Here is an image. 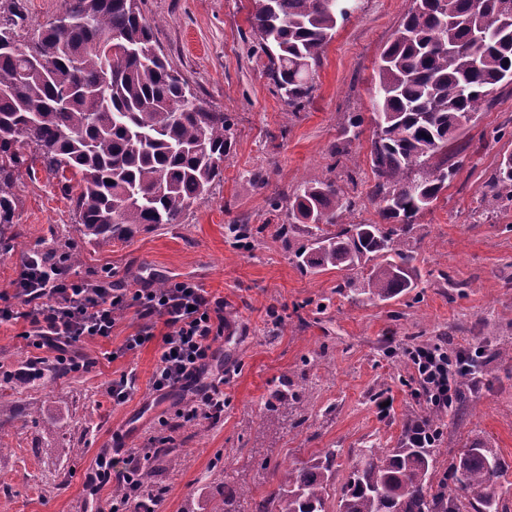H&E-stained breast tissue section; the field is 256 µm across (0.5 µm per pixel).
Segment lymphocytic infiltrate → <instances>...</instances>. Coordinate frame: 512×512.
<instances>
[{
    "instance_id": "lymphocytic-infiltrate-1",
    "label": "lymphocytic infiltrate",
    "mask_w": 512,
    "mask_h": 512,
    "mask_svg": "<svg viewBox=\"0 0 512 512\" xmlns=\"http://www.w3.org/2000/svg\"><path fill=\"white\" fill-rule=\"evenodd\" d=\"M23 303L28 306L24 312L19 309ZM132 306L145 323L126 337L123 351H135L156 337L155 319H162L166 328L159 336L161 352L150 377L152 391L163 397L190 392L191 407L178 411L186 422L206 420L212 410H223L224 375L211 373L210 367L216 358L213 343L224 333V301L191 281L131 292L114 287L107 275L94 281L73 279L63 258L33 252L22 262L12 295H0V323L28 318L35 348L49 350L57 364L75 371V345L87 338H110L118 316ZM470 355L469 349L451 352L438 344L409 349L416 396L431 407L448 409L455 374L468 368ZM152 455L149 448L126 450L119 469L110 454H99L90 479L132 485Z\"/></svg>"
}]
</instances>
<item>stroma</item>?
<instances>
[{
  "label": "stroma",
  "mask_w": 512,
  "mask_h": 512,
  "mask_svg": "<svg viewBox=\"0 0 512 512\" xmlns=\"http://www.w3.org/2000/svg\"><path fill=\"white\" fill-rule=\"evenodd\" d=\"M412 0H358L326 45L303 109L289 111L255 54L252 0H140L157 46L187 77L197 104L223 112L232 123L233 148L224 173L181 223L141 229L98 247L82 239L75 190L26 155L13 185L14 224L0 241V294L12 290L30 253H81L72 277L93 281L111 274L116 287L140 288L190 279L224 300L231 337L213 343L224 365V418L181 423L185 393L160 398L149 388L160 338L121 352L142 321L135 310L118 319L107 340L88 339L80 352L88 370L37 381L29 364L41 352L28 346L26 320L0 323V512H110L112 488L91 491L97 455L122 435L129 448L173 439L181 464L154 460L165 493L154 512H211L225 484L254 495L273 492L275 468L299 466L322 449L337 448L336 482L344 484L358 449L396 447L407 418L423 410L414 394L408 348L434 343L448 349L480 341L485 363L475 392L449 410L434 452V481L463 448L479 442L503 464L500 508L512 512V205L491 209L483 193L501 156L512 153V83L496 86L448 152L456 174L447 189L404 235L421 273L411 292L387 301H355L339 294L342 271L311 274L293 253L307 244L306 225L281 236L269 199L292 195L302 184L336 179L357 195L355 220L378 214L368 193L374 83L381 54ZM363 123L350 145L347 184L332 153L352 116ZM269 180L257 188L252 174ZM249 224L254 247L230 241L227 227ZM135 371L138 389L112 401L113 378ZM288 379L303 389V410L270 425L271 389ZM391 399L387 416L377 405Z\"/></svg>",
  "instance_id": "obj_1"
}]
</instances>
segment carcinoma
<instances>
[{"label":"carcinoma","mask_w":512,"mask_h":512,"mask_svg":"<svg viewBox=\"0 0 512 512\" xmlns=\"http://www.w3.org/2000/svg\"><path fill=\"white\" fill-rule=\"evenodd\" d=\"M39 40L20 39L11 6L0 15V241L13 224L11 185L32 146L44 167L72 172L79 231L97 246L130 238L148 224H179L224 171L233 132L224 113L195 103L189 80L156 48L137 0H66ZM257 48L288 106L298 111L313 89L324 48L341 21L336 0H253ZM122 49L116 58L106 54ZM512 81V0H413L375 79L369 191L382 222L346 221L356 202L335 180L299 186L288 201L285 235L309 225L311 243L294 253L311 272L357 271L339 288L384 301L418 287L416 257L396 225L408 228L448 187V143L463 114ZM484 197L512 202V154L503 157ZM297 399L283 382L271 390L267 418ZM444 411L410 419L395 448H362L341 487L337 512H499L500 459L472 444L448 467L453 489L433 486V453ZM426 427L424 441L416 432ZM339 450L281 472L276 491L256 497L224 488L212 512H328ZM138 508L162 493L153 470L141 472Z\"/></svg>","instance_id":"1"}]
</instances>
